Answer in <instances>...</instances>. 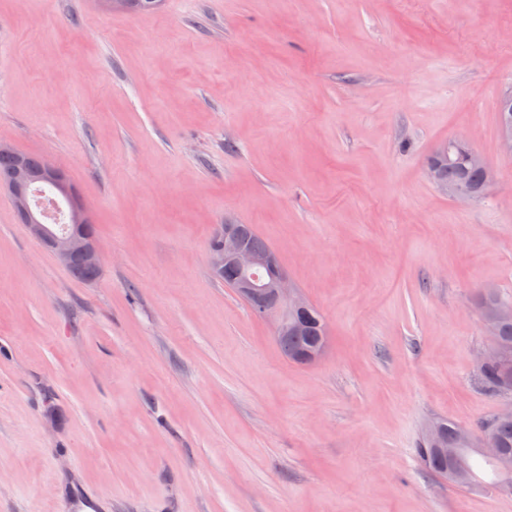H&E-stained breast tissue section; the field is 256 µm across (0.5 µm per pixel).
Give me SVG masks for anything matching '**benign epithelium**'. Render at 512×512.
<instances>
[{
  "instance_id": "1",
  "label": "benign epithelium",
  "mask_w": 512,
  "mask_h": 512,
  "mask_svg": "<svg viewBox=\"0 0 512 512\" xmlns=\"http://www.w3.org/2000/svg\"><path fill=\"white\" fill-rule=\"evenodd\" d=\"M500 111L504 112L500 144L512 153V119L505 116L512 112V93L503 96ZM0 151L14 156L9 178L0 181V189L9 192L13 207L22 216L29 233L63 265L72 267L80 259L102 270V252L91 232L92 208L78 195L63 170L45 161L35 171L26 156L13 147L1 143ZM427 175L454 198L463 202L474 200L459 188H448L436 169L428 170ZM209 264L217 278L226 280L245 299L256 317L273 325L276 336H286L310 322V304L279 265L276 252L255 251L243 225L227 220L217 225L209 249ZM320 330L321 344L312 351L302 352L299 358L313 363L325 354L330 341L327 325H321ZM511 358L512 352L496 346L478 357L477 368ZM479 449L489 458H499L497 444L489 436L481 439ZM501 466L507 471L512 468V461L503 458Z\"/></svg>"
}]
</instances>
